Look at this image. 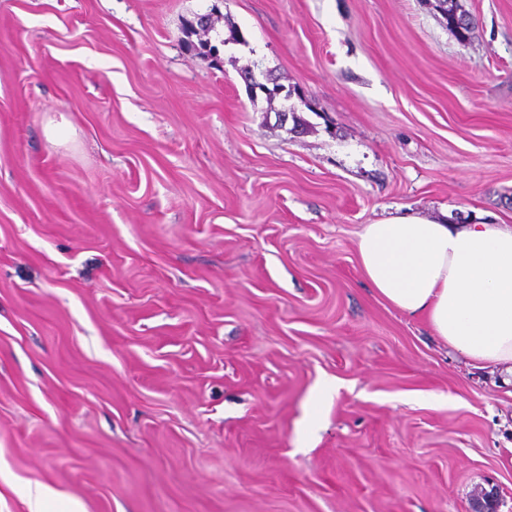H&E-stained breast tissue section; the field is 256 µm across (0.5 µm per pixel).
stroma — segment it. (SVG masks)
<instances>
[{
    "mask_svg": "<svg viewBox=\"0 0 512 512\" xmlns=\"http://www.w3.org/2000/svg\"><path fill=\"white\" fill-rule=\"evenodd\" d=\"M434 3L0 0V512H512V390L358 262L512 225V0ZM458 0H437L438 9L448 20V26L460 39H466L472 28L470 17L461 11Z\"/></svg>",
    "mask_w": 512,
    "mask_h": 512,
    "instance_id": "stroma-1",
    "label": "stroma"
}]
</instances>
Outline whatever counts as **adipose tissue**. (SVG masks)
Masks as SVG:
<instances>
[{
    "label": "adipose tissue",
    "mask_w": 512,
    "mask_h": 512,
    "mask_svg": "<svg viewBox=\"0 0 512 512\" xmlns=\"http://www.w3.org/2000/svg\"><path fill=\"white\" fill-rule=\"evenodd\" d=\"M358 259L384 303L473 367L512 375V225L386 218L364 225Z\"/></svg>",
    "instance_id": "adipose-tissue-1"
}]
</instances>
